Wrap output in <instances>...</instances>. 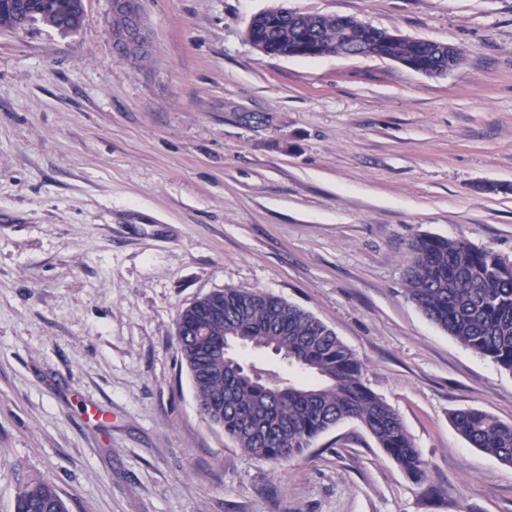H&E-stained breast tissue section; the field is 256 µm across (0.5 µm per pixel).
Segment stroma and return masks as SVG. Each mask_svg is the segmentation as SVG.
I'll use <instances>...</instances> for the list:
<instances>
[{
  "instance_id": "obj_1",
  "label": "stroma",
  "mask_w": 512,
  "mask_h": 512,
  "mask_svg": "<svg viewBox=\"0 0 512 512\" xmlns=\"http://www.w3.org/2000/svg\"><path fill=\"white\" fill-rule=\"evenodd\" d=\"M286 6L452 44L426 76L380 57H272ZM146 65L110 0L82 27L0 30V512L54 483L70 512H512V468L451 411L512 424V373L405 290L411 242L512 262V0H142ZM218 288L321 319L428 464L408 477L357 422L285 466L199 411L182 308Z\"/></svg>"
}]
</instances>
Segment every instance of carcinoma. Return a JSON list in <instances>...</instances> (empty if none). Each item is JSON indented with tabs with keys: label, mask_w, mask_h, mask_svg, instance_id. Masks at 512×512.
Instances as JSON below:
<instances>
[{
	"label": "carcinoma",
	"mask_w": 512,
	"mask_h": 512,
	"mask_svg": "<svg viewBox=\"0 0 512 512\" xmlns=\"http://www.w3.org/2000/svg\"><path fill=\"white\" fill-rule=\"evenodd\" d=\"M56 0H4L0 25L18 16L63 34L82 25L75 13L51 8ZM282 51L318 42L333 50L346 46L345 25L326 15L300 14L275 23L256 18L250 30ZM367 40L380 57L417 54L429 69L455 67L461 52L448 54L436 42H392L375 28ZM406 294L422 313L463 346L512 372V264L494 251L466 239L417 238L405 266ZM206 310L179 312L176 326L180 361L189 370L201 412L216 422L248 455L278 464L291 463L323 433L345 420L359 422L377 446L416 481L428 465L395 410L363 381V362L323 321L284 299L259 289H216L203 301ZM270 349L313 376L305 383L275 372L236 370L212 351L229 337ZM452 422L474 448L512 468V424L480 409L458 410ZM14 512H69L56 485L28 480L19 489Z\"/></svg>",
	"instance_id": "carcinoma-1"
}]
</instances>
